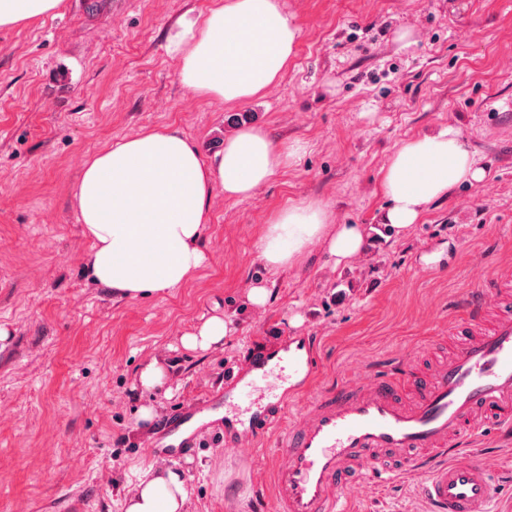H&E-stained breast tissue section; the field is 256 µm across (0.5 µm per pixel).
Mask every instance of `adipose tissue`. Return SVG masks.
I'll list each match as a JSON object with an SVG mask.
<instances>
[{
    "label": "adipose tissue",
    "instance_id": "obj_1",
    "mask_svg": "<svg viewBox=\"0 0 512 512\" xmlns=\"http://www.w3.org/2000/svg\"><path fill=\"white\" fill-rule=\"evenodd\" d=\"M62 0H0V27L56 15ZM300 29L281 0H212L207 10L182 17L166 49L179 63L178 79L190 93L224 105H243L281 77L296 54ZM303 146L280 144L264 129L247 126L205 158L176 125L149 129L112 142L87 160L71 191L90 243L86 269L92 280L125 298L183 287L201 269V248L212 221L214 193L245 200L288 168ZM484 176L460 133L446 129L406 140L391 156L381 188L383 216L397 232L419 223L430 203L449 187ZM362 224L331 225L317 202L277 211L258 243L262 261L275 270L297 264L321 242L335 266L361 254ZM180 473L149 466L125 496V512H185Z\"/></svg>",
    "mask_w": 512,
    "mask_h": 512
}]
</instances>
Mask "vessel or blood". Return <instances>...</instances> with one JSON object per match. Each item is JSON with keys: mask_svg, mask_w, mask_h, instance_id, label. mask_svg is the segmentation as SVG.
<instances>
[{"mask_svg": "<svg viewBox=\"0 0 512 512\" xmlns=\"http://www.w3.org/2000/svg\"><path fill=\"white\" fill-rule=\"evenodd\" d=\"M448 323L458 337L447 360L412 375L405 364L343 380L281 426L270 469L275 512H347V491L370 473L410 474L431 512H489L499 473L472 456L477 434L512 429V272L471 290ZM318 373L305 336L267 352L229 377L212 409L224 412V445L253 444L280 426L289 393ZM178 443L195 414L168 417Z\"/></svg>", "mask_w": 512, "mask_h": 512, "instance_id": "b4317fda", "label": "vessel or blood"}]
</instances>
